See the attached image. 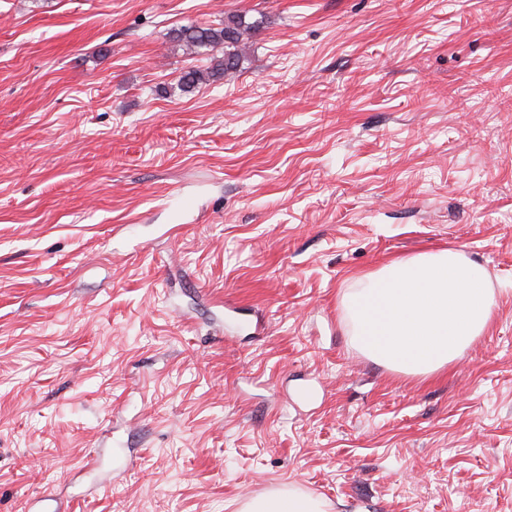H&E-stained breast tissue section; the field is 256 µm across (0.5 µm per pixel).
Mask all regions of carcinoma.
Here are the masks:
<instances>
[{"mask_svg":"<svg viewBox=\"0 0 512 512\" xmlns=\"http://www.w3.org/2000/svg\"><path fill=\"white\" fill-rule=\"evenodd\" d=\"M260 28V21H248L243 15H231L214 24H188L175 32L174 39L189 54L201 50L221 52L212 57V64L206 69L189 68L182 72L179 86L184 91L201 84L235 77L247 60L249 39Z\"/></svg>","mask_w":512,"mask_h":512,"instance_id":"carcinoma-1","label":"carcinoma"}]
</instances>
